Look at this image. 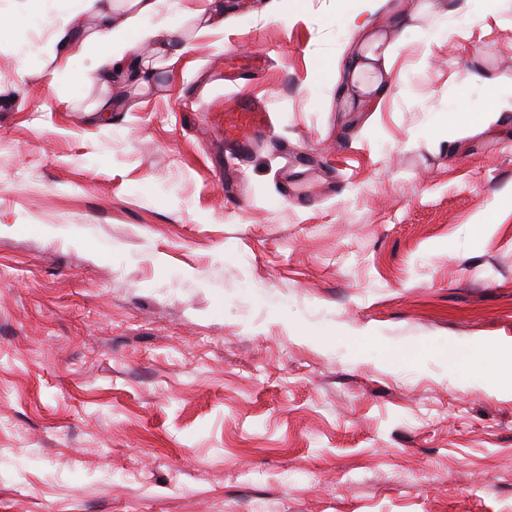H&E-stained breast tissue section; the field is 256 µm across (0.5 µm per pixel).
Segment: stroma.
Returning <instances> with one entry per match:
<instances>
[{"label":"stroma","mask_w":512,"mask_h":512,"mask_svg":"<svg viewBox=\"0 0 512 512\" xmlns=\"http://www.w3.org/2000/svg\"><path fill=\"white\" fill-rule=\"evenodd\" d=\"M423 2L251 0L206 34L163 0L182 53L104 87L95 44L54 45L84 0H0V512H512V377L465 357L512 363V0ZM230 55L257 79L213 83ZM240 90L290 165L219 156L193 103ZM352 29L358 34L359 47L351 56L349 67L351 74L356 77L367 71H373L380 56L386 58L387 53L383 35L380 34L379 24H371L367 19L352 20Z\"/></svg>","instance_id":"stroma-1"}]
</instances>
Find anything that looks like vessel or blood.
<instances>
[{
    "label": "vessel or blood",
    "instance_id": "1",
    "mask_svg": "<svg viewBox=\"0 0 512 512\" xmlns=\"http://www.w3.org/2000/svg\"><path fill=\"white\" fill-rule=\"evenodd\" d=\"M207 123L224 143L234 145L240 160H248L258 143L276 146L277 133L266 105L249 95L237 94L233 107L213 101L206 109Z\"/></svg>",
    "mask_w": 512,
    "mask_h": 512
}]
</instances>
